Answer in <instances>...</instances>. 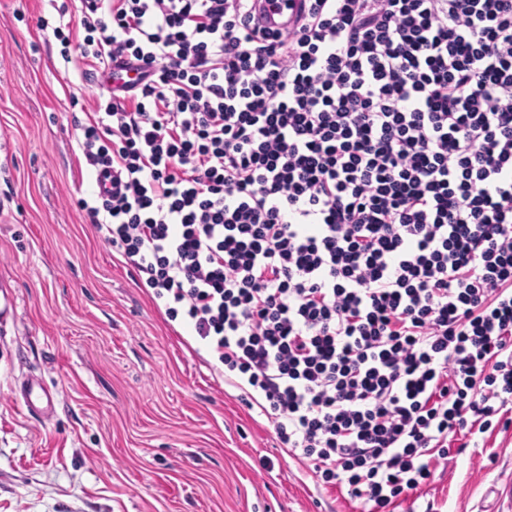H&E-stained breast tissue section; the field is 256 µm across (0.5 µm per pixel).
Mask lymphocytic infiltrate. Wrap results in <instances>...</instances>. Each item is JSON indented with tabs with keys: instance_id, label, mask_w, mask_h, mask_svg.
<instances>
[{
	"instance_id": "lymphocytic-infiltrate-1",
	"label": "lymphocytic infiltrate",
	"mask_w": 512,
	"mask_h": 512,
	"mask_svg": "<svg viewBox=\"0 0 512 512\" xmlns=\"http://www.w3.org/2000/svg\"><path fill=\"white\" fill-rule=\"evenodd\" d=\"M80 201L289 457L364 512L512 425V0H96Z\"/></svg>"
}]
</instances>
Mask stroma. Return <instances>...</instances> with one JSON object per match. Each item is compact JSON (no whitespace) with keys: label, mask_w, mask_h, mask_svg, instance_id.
<instances>
[{"label":"stroma","mask_w":512,"mask_h":512,"mask_svg":"<svg viewBox=\"0 0 512 512\" xmlns=\"http://www.w3.org/2000/svg\"><path fill=\"white\" fill-rule=\"evenodd\" d=\"M50 0H0V512H360L288 457L259 409L168 320L79 200V149L110 94L65 62ZM41 376L48 421L15 395ZM396 512H512V428L453 449Z\"/></svg>","instance_id":"1"}]
</instances>
